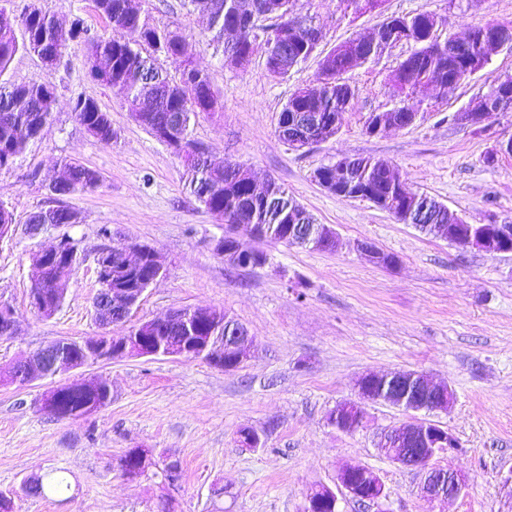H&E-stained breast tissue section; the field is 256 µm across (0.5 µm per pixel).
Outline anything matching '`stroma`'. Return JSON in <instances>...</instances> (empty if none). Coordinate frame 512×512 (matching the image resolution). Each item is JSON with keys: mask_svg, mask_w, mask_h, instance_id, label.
Here are the masks:
<instances>
[{"mask_svg": "<svg viewBox=\"0 0 512 512\" xmlns=\"http://www.w3.org/2000/svg\"><path fill=\"white\" fill-rule=\"evenodd\" d=\"M154 23L193 39L207 32L205 15L183 0H133ZM323 33L322 50L372 32L393 14L429 10L442 34L463 37L488 21L512 23V0H384L382 9L355 15L340 0H301ZM61 22L80 18L88 39L111 35L94 0H39ZM413 50L401 44L344 76L354 91L331 139L296 150L280 140L277 119L291 93L314 88L319 56L287 78L268 76L263 54L246 68L225 63L201 46L223 110L202 114L194 138L212 160L244 165L258 183L275 180L317 223L335 229L333 251L266 242L268 263L257 269L227 264L214 250L224 225L185 189L186 171L166 146L131 116L119 87L85 74L86 41L73 42L54 65L18 53L8 75L54 88V119L11 167L0 170V203L15 231L0 239V303L10 305L17 331L0 340V367L48 342L98 334L93 299L99 288L97 251L144 244L157 250L166 274L153 284L128 322L137 325L176 308H214L246 327L255 344L242 368L225 371L173 357H132L93 365L112 398L91 415L58 419L42 408L55 385L47 379L21 386L0 378V493L14 496V512H305L315 489L335 487L343 465L369 468L383 482L385 499L360 505L337 495V512H512V253L489 256L464 250L399 223L371 202L337 197L314 171L344 158L372 157L388 164L410 187L456 211L466 223L512 224V153L497 152L512 138V111L498 113L483 132L453 116L504 76L512 75V49L503 48L446 95L429 92L416 121L403 129L367 134L369 113L393 108L389 78ZM97 101L117 138L106 145L88 134L70 109L73 94ZM494 163H486L489 151ZM75 158L99 171L102 185L61 199L82 221L31 236L26 222L47 205L50 183ZM74 238L83 256L60 309L38 318L30 307L32 257L58 233ZM367 241L398 263L373 264L356 249ZM415 370L449 384L454 402L434 414L459 442L434 464L468 479L458 498L428 503L420 478L381 456L378 434L410 420L395 406L365 403L363 424L345 433L328 416L357 398L366 373ZM259 435L254 448L239 432ZM152 449L156 460H180L177 484L148 472L128 480L118 462L128 449ZM65 472L62 497L30 498L19 485L29 475Z\"/></svg>", "mask_w": 512, "mask_h": 512, "instance_id": "stroma-1", "label": "stroma"}]
</instances>
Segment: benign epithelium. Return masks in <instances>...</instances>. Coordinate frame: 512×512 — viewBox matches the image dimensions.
<instances>
[{"label": "benign epithelium", "instance_id": "1", "mask_svg": "<svg viewBox=\"0 0 512 512\" xmlns=\"http://www.w3.org/2000/svg\"><path fill=\"white\" fill-rule=\"evenodd\" d=\"M476 38L488 49L485 57L468 60L472 72L479 71L503 47H512V38L502 30H482ZM512 110V88L500 84L472 100L462 111L454 114L456 123L475 128L486 125L498 112ZM401 119L395 115L380 114L373 125V133L378 134L387 129H402ZM289 139V145L304 148L317 144L325 139L327 129L318 120L294 127L291 130L279 129ZM464 248L474 249L488 255L512 253V228L502 224H466L459 231ZM146 289L133 295L115 296L112 289H100L93 301L97 323L106 336L112 337V350L107 354L89 353L95 361H108L126 355L136 356H167L193 360L204 358L218 368L234 370L240 367L247 356L245 348L246 333L242 332L233 319L224 318V335L209 336L199 339L190 335L191 324L196 310L187 309L174 311L169 317L177 322L185 335L170 337L163 340L146 336H111L108 332L112 326L126 320L132 309L139 303ZM67 343L49 342L20 361L14 363L7 372L13 382L31 383L37 380L53 378L67 372L77 373V377L68 383L56 386L44 400V409L54 411V398L61 388L80 389L99 383L96 375H85L81 369L85 364L74 360L67 353ZM366 378L373 380L371 390L359 392V397L366 401H380L414 412H445L452 402V391L446 385L431 382L424 374L417 371L401 370L390 374H368ZM363 408L354 403L350 413L340 409L333 411L329 422L345 432L356 431L353 419H361ZM412 445L409 452L390 455L389 460L415 470L422 478L420 485L421 497L429 502L439 499L458 497L467 487L463 473L454 469L437 468L432 460L441 453H447L459 446L457 438L433 420L415 417L382 432L377 448H395L399 444L398 436ZM337 486L345 490L353 499L364 502H378L386 497L385 486L368 468L361 465H345L336 475ZM324 505H337V496L333 489L323 486L317 496L309 499L307 512H320Z\"/></svg>", "mask_w": 512, "mask_h": 512}]
</instances>
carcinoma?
Returning <instances> with one entry per match:
<instances>
[{
    "label": "carcinoma",
    "mask_w": 512,
    "mask_h": 512,
    "mask_svg": "<svg viewBox=\"0 0 512 512\" xmlns=\"http://www.w3.org/2000/svg\"><path fill=\"white\" fill-rule=\"evenodd\" d=\"M266 14L249 22L241 9L242 0H210L218 9L208 12L210 28L215 31L212 41L221 42L224 32L235 27L241 50L251 57L259 47H264L265 68L269 76L278 79L288 77L291 70L308 60L318 49L309 38V31L319 28L314 17L304 13L300 0H261ZM98 10L112 24V35L93 39L87 46V74L95 82L107 86H120L126 91L128 104L159 100L164 106L160 112H143L137 118L139 124L151 135L162 125L171 126L173 141L163 145L181 160L190 179V194L210 212L223 218L230 231L224 235L229 250L252 253V266H263L268 254L233 238L231 229L237 224L253 225L251 237L270 240L286 245H297L321 251L319 238L298 240L288 232V209L296 200L276 182L267 183L263 194H254L252 177L235 163L208 166L201 155L205 149L192 136V121L201 112H220L223 106L212 107L218 101L210 74L198 67L195 61L198 42L190 41L177 29L155 24L148 15L129 14L127 0H95ZM434 13L420 10L411 14L391 15L376 29L378 42L372 44L357 36L343 42L339 48L325 54L321 63L322 73L316 87V98L302 101L292 95L278 116V123L288 125L297 114H316L321 122L330 126L328 135L336 134V119L345 112L354 96L344 74L353 68L375 61L397 39L416 45V50L400 62L391 76V85L401 97L397 115L411 117L419 113L422 94L430 82L448 89V76L457 82L470 77L462 57L448 53V37L436 29ZM76 31L58 28L53 16L37 4L28 5L20 16L8 15L7 8L0 6V169L12 165L23 155L31 142L38 139L53 119L56 104L54 89L30 81L15 84L6 78L14 56L28 52L39 57H50L57 62L68 45L86 34L83 22ZM183 56L192 68L172 78L158 65L160 58ZM72 112L76 122L99 141L110 144L116 137L108 113L97 102L81 94L72 100ZM67 179L49 187L53 205L31 214L28 223L43 222L51 228L74 225L81 222L79 213L59 204L61 197L76 191L94 190L102 185V177L79 160L66 162ZM329 183V190L341 186L346 197H352L354 189L370 191L367 200L377 208L393 212L403 224H438L446 227L461 223L459 214L445 207L425 193L407 189L398 198L392 189L395 176L384 164L362 157L345 166L329 164L316 169ZM70 257L49 259L40 281L33 284L30 294L37 295L41 304L34 309L40 317L48 318L62 304L64 288L59 274L72 276L82 260L76 245L69 244ZM96 261L105 265L107 279L103 286L114 291L135 288L139 282L153 276L150 266L126 265L117 261L113 248L101 250ZM111 391L106 383L87 393L73 394L61 400L60 410L76 417L86 415L85 405L92 401L97 407L106 405ZM31 486L33 496H61L70 490L66 477L49 472L25 481Z\"/></svg>",
    "instance_id": "1"
}]
</instances>
